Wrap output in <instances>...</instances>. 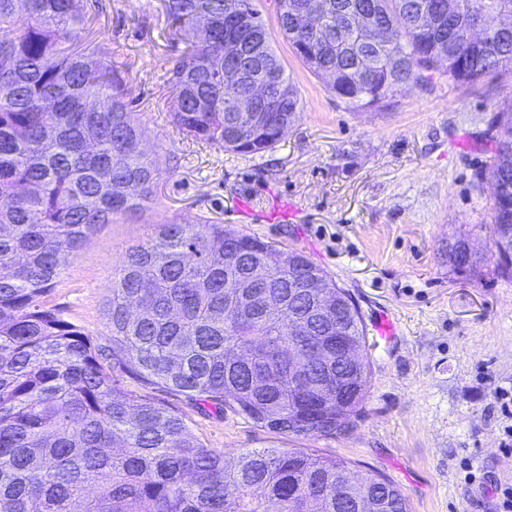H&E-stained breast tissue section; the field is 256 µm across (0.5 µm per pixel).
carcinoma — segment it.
Instances as JSON below:
<instances>
[{
	"mask_svg": "<svg viewBox=\"0 0 512 512\" xmlns=\"http://www.w3.org/2000/svg\"><path fill=\"white\" fill-rule=\"evenodd\" d=\"M255 2L164 0L172 33L186 43L171 70L173 120L195 140L252 155L280 141L271 121L291 125L301 112ZM324 2L277 0V22L296 55L319 77L333 73L329 89L354 107L425 85L435 72L456 83L512 72V28L475 43L459 35L465 18L512 15V0H331L327 12ZM336 4L350 14L371 7L384 29L372 39L336 33ZM231 6L249 21L234 43L268 71L273 91L271 109L242 120L240 135L226 115L248 96L250 77L224 83ZM87 21L74 0H0V512H343L345 495L360 512H409L395 483L355 474L344 459L255 448L229 465L181 416L135 400L107 371L117 366L281 433L347 434L371 377L358 311L345 326L357 350L354 377L331 379L316 404L288 379L299 322L336 343L309 312L322 289L305 297L291 288L318 272L336 297V282L303 252L208 218L161 225L113 274L110 350L44 303L63 255L143 207L162 173L159 155L142 149L144 128L112 66L65 50ZM489 133L492 162L477 178L489 174L498 186L492 237L509 276L512 246L498 226L512 224V104ZM271 251L286 262L257 267Z\"/></svg>",
	"mask_w": 512,
	"mask_h": 512,
	"instance_id": "carcinoma-1",
	"label": "carcinoma"
}]
</instances>
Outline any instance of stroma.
<instances>
[{"instance_id":"1","label":"stroma","mask_w":512,"mask_h":512,"mask_svg":"<svg viewBox=\"0 0 512 512\" xmlns=\"http://www.w3.org/2000/svg\"><path fill=\"white\" fill-rule=\"evenodd\" d=\"M82 49L105 55L128 89L163 173L145 209L103 224L45 295L68 322L103 348L112 339L105 304L126 253L159 223L210 218L298 249L349 290L365 323L395 319L382 340L367 331L371 362L364 413L348 435L296 437L261 428L225 409L201 411L186 394L111 372L126 393L181 414L226 461L253 448H298L339 457L353 471L393 481L410 512H500L512 484V277L500 276L492 241L488 127L512 100V74L460 84L442 75L403 87L371 108L345 104L295 56L278 27L274 0L256 7L297 87L302 110L277 146L241 155L186 137L167 108L169 77L183 43L171 40L162 0H97ZM260 218L246 223L235 200ZM464 242L478 273L450 263Z\"/></svg>"}]
</instances>
